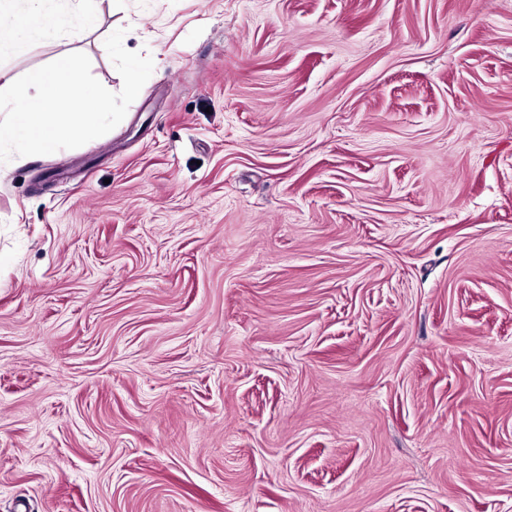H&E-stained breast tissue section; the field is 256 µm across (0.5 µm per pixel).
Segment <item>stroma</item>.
Here are the masks:
<instances>
[{"instance_id": "stroma-1", "label": "stroma", "mask_w": 512, "mask_h": 512, "mask_svg": "<svg viewBox=\"0 0 512 512\" xmlns=\"http://www.w3.org/2000/svg\"><path fill=\"white\" fill-rule=\"evenodd\" d=\"M123 121L0 162V512H512V0H97Z\"/></svg>"}]
</instances>
